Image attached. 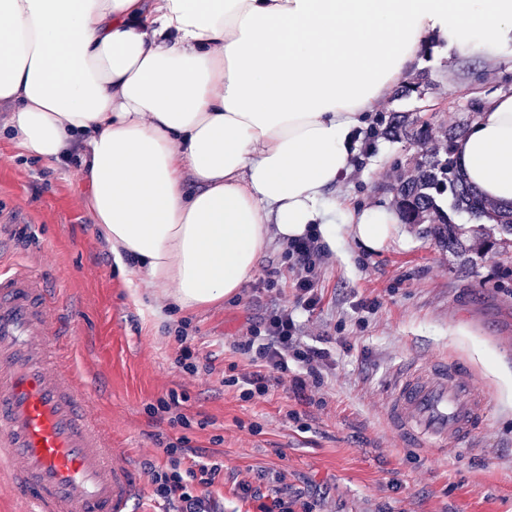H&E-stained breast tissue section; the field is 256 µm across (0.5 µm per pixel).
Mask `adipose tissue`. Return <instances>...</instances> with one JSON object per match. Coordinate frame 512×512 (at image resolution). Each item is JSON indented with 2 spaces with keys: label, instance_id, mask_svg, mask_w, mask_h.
Instances as JSON below:
<instances>
[{
  "label": "adipose tissue",
  "instance_id": "ef3b65f1",
  "mask_svg": "<svg viewBox=\"0 0 512 512\" xmlns=\"http://www.w3.org/2000/svg\"><path fill=\"white\" fill-rule=\"evenodd\" d=\"M434 39L499 59L512 0H0V101L29 156L81 153L115 259L191 309L235 298L276 240L387 246L395 211L330 194ZM455 157L512 207V91Z\"/></svg>",
  "mask_w": 512,
  "mask_h": 512
}]
</instances>
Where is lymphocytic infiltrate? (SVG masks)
Masks as SVG:
<instances>
[{
	"instance_id": "lymphocytic-infiltrate-1",
	"label": "lymphocytic infiltrate",
	"mask_w": 512,
	"mask_h": 512,
	"mask_svg": "<svg viewBox=\"0 0 512 512\" xmlns=\"http://www.w3.org/2000/svg\"><path fill=\"white\" fill-rule=\"evenodd\" d=\"M286 256L293 272L294 306L268 308L259 323L233 343L235 352L246 356L252 366L242 376V395L247 399L267 395L286 382L298 397L307 398L321 388L324 372L332 365L329 349L301 344L300 324L295 317L296 309L308 311L320 301L315 285L324 250L311 234L289 242ZM221 470V464L212 460H194L186 466L173 459L168 467H149L146 474L164 512H219L209 489ZM191 478L204 486V493L190 491L187 481Z\"/></svg>"
}]
</instances>
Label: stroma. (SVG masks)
I'll use <instances>...</instances> for the list:
<instances>
[{
  "instance_id": "35a3bbf8",
  "label": "stroma",
  "mask_w": 512,
  "mask_h": 512,
  "mask_svg": "<svg viewBox=\"0 0 512 512\" xmlns=\"http://www.w3.org/2000/svg\"><path fill=\"white\" fill-rule=\"evenodd\" d=\"M412 70L428 71L432 88L421 99L392 92L370 127L404 112L427 124L435 146L476 118L469 101L512 89L511 59L491 66L476 54L447 62L433 53ZM11 111L0 101V264L36 270L42 250L55 254L43 271L73 321L75 366L114 444L140 469L165 466L172 445L222 462L212 494L223 512H254L237 484L271 480L319 512H512V236L492 224L475 230L465 213L455 217L464 233L453 250L421 224H399L379 252L338 231L317 279L321 302L298 313L304 343L336 340L323 386L309 403L280 388L246 400L236 379L248 365L231 345L272 300H292L285 245L272 244L233 300L180 308L146 287L133 264L113 260L84 206L82 166L51 169L23 154L5 130ZM363 141L369 153L334 195L395 207L393 187L414 175L421 149L380 135ZM275 270L274 290L253 301V287ZM185 345L198 374L182 367ZM437 356L469 361L492 395L479 434L439 457L400 446L386 421L399 369ZM172 394L178 404L159 411Z\"/></svg>"
}]
</instances>
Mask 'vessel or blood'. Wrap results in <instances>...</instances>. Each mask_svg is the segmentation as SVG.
I'll return each mask as SVG.
<instances>
[{
	"instance_id": "1",
	"label": "vessel or blood",
	"mask_w": 512,
	"mask_h": 512,
	"mask_svg": "<svg viewBox=\"0 0 512 512\" xmlns=\"http://www.w3.org/2000/svg\"><path fill=\"white\" fill-rule=\"evenodd\" d=\"M55 311L38 273L0 267V471L11 477L0 491L30 512H132L145 477L94 418ZM490 402L467 363L440 357L400 372L387 421L404 445L442 448L471 441Z\"/></svg>"
}]
</instances>
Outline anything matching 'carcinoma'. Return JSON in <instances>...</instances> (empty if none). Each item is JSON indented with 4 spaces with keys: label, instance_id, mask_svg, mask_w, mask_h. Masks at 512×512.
I'll return each instance as SVG.
<instances>
[{
    "label": "carcinoma",
    "instance_id": "carcinoma-1",
    "mask_svg": "<svg viewBox=\"0 0 512 512\" xmlns=\"http://www.w3.org/2000/svg\"><path fill=\"white\" fill-rule=\"evenodd\" d=\"M384 135L391 140L410 139L423 146L429 135L424 126L414 127L405 115H394L386 124ZM458 133L448 132V146L443 151H425L417 164L416 175L400 181L396 187L399 210L406 224H429V233L450 246L458 244L461 229L453 215L459 211L481 220L488 215L493 224L512 235V210L498 212L468 186L457 170L454 143ZM448 208H443V204Z\"/></svg>",
    "mask_w": 512,
    "mask_h": 512
}]
</instances>
